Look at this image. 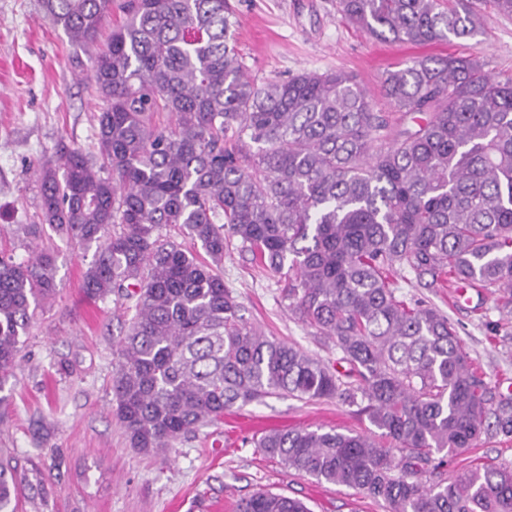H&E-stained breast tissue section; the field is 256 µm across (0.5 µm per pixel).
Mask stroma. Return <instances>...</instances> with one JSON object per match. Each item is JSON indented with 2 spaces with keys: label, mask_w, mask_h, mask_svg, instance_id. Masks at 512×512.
I'll list each match as a JSON object with an SVG mask.
<instances>
[{
  "label": "stroma",
  "mask_w": 512,
  "mask_h": 512,
  "mask_svg": "<svg viewBox=\"0 0 512 512\" xmlns=\"http://www.w3.org/2000/svg\"><path fill=\"white\" fill-rule=\"evenodd\" d=\"M230 3L239 21L238 50L258 81L304 71L353 74L388 113L390 138L409 123L383 96V75L392 66L423 56L472 55L496 79H512V15L490 7L476 36L419 46L357 31L342 19L338 0ZM91 68L89 53L51 21L43 0H0V253L15 261L31 256L21 227L38 221L39 166H58L65 148L96 151L102 102L88 78ZM38 245L55 256L57 293L37 310L0 392V448L19 476L17 512H234L240 498L259 490L300 499L310 512H388L383 501L297 474L252 446L258 434L244 426L251 419L278 429L370 431L366 417L335 399L272 396L233 407L167 453L130 448L112 411L111 384L113 350L134 302L84 293L92 252L50 230ZM223 276L248 323L335 361V347L288 309L278 276L257 267L250 253L230 248ZM395 294L444 312L497 399L512 404V303L483 288H425L405 270ZM504 463L512 465V439L485 435L475 449L449 459L448 475Z\"/></svg>",
  "instance_id": "obj_1"
}]
</instances>
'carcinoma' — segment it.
<instances>
[{"label": "carcinoma", "instance_id": "1", "mask_svg": "<svg viewBox=\"0 0 512 512\" xmlns=\"http://www.w3.org/2000/svg\"><path fill=\"white\" fill-rule=\"evenodd\" d=\"M90 49L112 0H44ZM353 27L394 42L472 37V0H339ZM94 52L103 107L99 162L80 148L39 168L41 223L94 249L85 293L134 298L117 349L113 414L130 447L159 454L237 404L336 398L392 447L334 427L270 430L255 447L390 512H512V465L446 477L483 435H512V411L448 317L395 296L404 269L512 295V81L471 56L415 58L387 72L389 105L414 125L389 141L385 113L342 70L253 79L233 44L228 0H128ZM179 229L204 257L163 236ZM283 278L288 308L336 346L344 371L262 334L217 268L231 241ZM52 254L0 256V391L21 337L56 294ZM494 422H488V416ZM18 477L0 459V512ZM236 512H309L256 492Z\"/></svg>", "mask_w": 512, "mask_h": 512}]
</instances>
